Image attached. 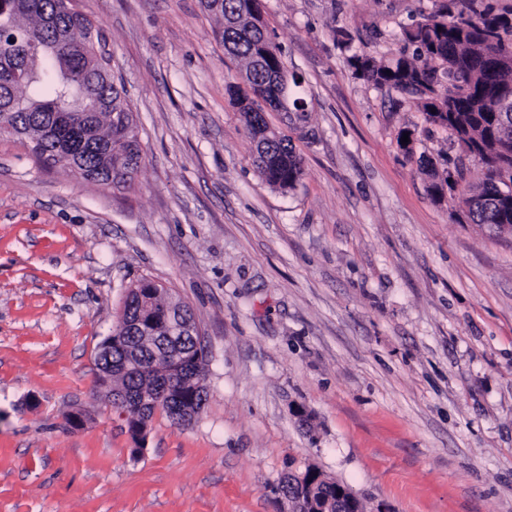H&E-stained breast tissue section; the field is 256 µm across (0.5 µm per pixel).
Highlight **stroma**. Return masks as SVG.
I'll return each mask as SVG.
<instances>
[{
	"mask_svg": "<svg viewBox=\"0 0 512 512\" xmlns=\"http://www.w3.org/2000/svg\"><path fill=\"white\" fill-rule=\"evenodd\" d=\"M446 2L263 0L305 105L266 115L302 159L283 192L200 0H77L144 156L119 193L0 137V512H286L310 467L371 512H512V235L433 200L419 158L445 170L457 147L349 64L412 55L404 29ZM141 277L189 305L207 401L139 442L95 353ZM229 93L232 97L233 104L237 106L240 112H242L246 128L254 144L252 131L255 129L256 125H266L267 121L264 116L266 111L260 104L249 100L248 96L242 94L239 86H230Z\"/></svg>",
	"mask_w": 512,
	"mask_h": 512,
	"instance_id": "obj_1",
	"label": "stroma"
}]
</instances>
